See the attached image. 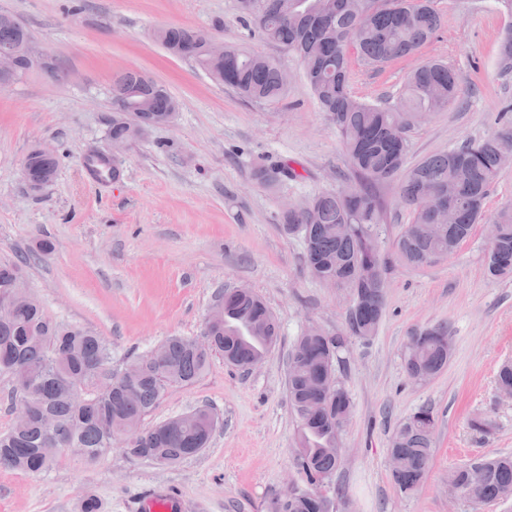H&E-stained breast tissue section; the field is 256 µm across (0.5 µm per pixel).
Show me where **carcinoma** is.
I'll return each mask as SVG.
<instances>
[{
    "instance_id": "obj_1",
    "label": "carcinoma",
    "mask_w": 512,
    "mask_h": 512,
    "mask_svg": "<svg viewBox=\"0 0 512 512\" xmlns=\"http://www.w3.org/2000/svg\"><path fill=\"white\" fill-rule=\"evenodd\" d=\"M390 10L383 0H241L263 38L298 57L304 76L323 110L338 129L349 164L359 179L339 192H323L282 213L284 232L299 233L305 244L307 267L317 280H334L351 290L348 315L351 336L367 339L375 333L385 303L387 262L378 251L372 226L380 223L383 205L377 187L397 183L402 203L413 213L398 238L395 252L406 264L422 266L451 254L473 226L485 218L484 205L501 176V155L512 151V127L482 141L426 157L404 169L406 132L421 116L448 106L458 94V77L441 62H428L409 76L395 105L364 102L348 90L349 50L363 59L385 64L405 57L428 42L440 18L430 0H395ZM158 38L174 56L192 58L219 82L242 96L273 101L285 91L281 68L266 57L237 47L213 59L203 34L177 26L159 31ZM25 46L33 51L29 30L12 15L0 12V48ZM503 67L512 68V26L498 43ZM114 110L110 140L139 139L144 120L164 122L179 111L178 102L145 76L129 72L112 85ZM57 162L45 163L32 152L24 177L51 182ZM255 176L267 184L293 176L286 168L264 167ZM438 193L460 213L458 224H440L422 207L424 191ZM490 223L497 242L486 256L491 279L512 277V207L499 210ZM212 345L197 349L195 340L172 336L165 352L130 355L114 386L98 388L112 376V355L104 340L76 326L51 322L32 296L0 321V377L11 383L10 398L27 413L23 426L0 435V468L35 473L59 452L79 449L89 463L112 448L115 438L131 426L142 429V440L128 455L158 465L175 466L201 453L220 424L207 408L196 410L197 422L171 418L149 429L142 422L165 389L199 379L213 354L247 370L260 363L278 341L276 320L251 289L227 298L224 320L211 331ZM342 334L328 336L305 330L290 354L288 401L298 419L297 464L310 490H291L273 498L268 512H330L332 501L317 487L329 480L342 461L341 432L352 401L341 386H327L339 353ZM453 351L448 324L414 331L404 358L408 377L418 381L437 374ZM435 417L421 409L396 429L389 453L400 460L391 472L405 496L424 483L433 456ZM448 486L469 503L512 497V456L471 459L448 471Z\"/></svg>"
}]
</instances>
